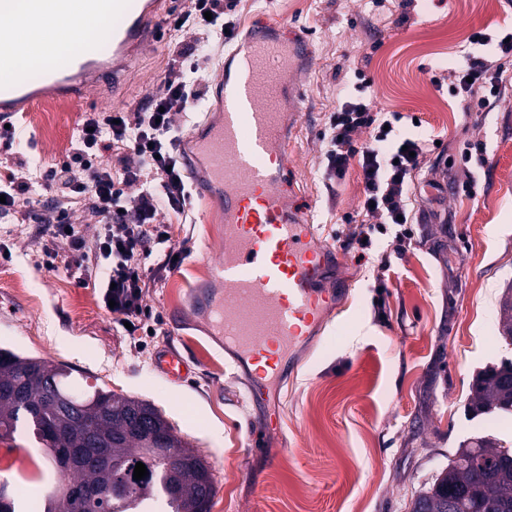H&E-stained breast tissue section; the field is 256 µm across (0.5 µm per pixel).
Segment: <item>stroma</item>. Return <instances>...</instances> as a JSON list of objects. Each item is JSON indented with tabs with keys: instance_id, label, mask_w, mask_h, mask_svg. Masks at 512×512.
Instances as JSON below:
<instances>
[{
	"instance_id": "1",
	"label": "stroma",
	"mask_w": 512,
	"mask_h": 512,
	"mask_svg": "<svg viewBox=\"0 0 512 512\" xmlns=\"http://www.w3.org/2000/svg\"><path fill=\"white\" fill-rule=\"evenodd\" d=\"M237 33L265 18L307 37L316 57L303 80L302 115L290 137L288 177L311 201L324 241L342 248L337 280L350 288L330 314L316 348L302 350L294 374L252 404L243 378L210 337L205 321L187 314L192 291L207 282L224 243V226L209 203L196 199L189 223H173L182 264L150 283L144 303L162 323L136 346L113 321L95 289L65 271L39 264L42 224L34 217L0 223L10 255L0 257V347L72 367L89 384L158 408L175 434L209 465L218 488L209 512H409L411 500L468 437L490 434L512 447V415L465 413L476 374L512 360L500 336L498 300L512 285V86L480 113L463 112L431 76L468 46L469 36L512 31V0H235ZM192 32L164 31L128 79L113 111H134L160 86L176 43ZM372 78L377 105L418 116L438 141L425 158L411 207L425 220L401 254L387 255L377 236L374 258L357 261L346 240L360 209L358 164L337 182L322 176L320 135L338 104L339 83L356 70ZM19 133L0 139V180L24 159L31 181L66 158L59 139L18 113ZM482 146V161L460 162L465 144ZM473 174L470 192L461 185ZM388 256L385 287L374 285L376 259ZM184 311L181 324L170 316ZM175 347L188 358L190 380L175 384L153 367L155 353ZM261 432V447L247 445ZM283 453L279 467L268 464ZM60 483L42 445L25 429L0 440V485L18 512H28Z\"/></svg>"
}]
</instances>
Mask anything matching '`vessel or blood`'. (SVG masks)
<instances>
[{
	"label": "vessel or blood",
	"mask_w": 512,
	"mask_h": 512,
	"mask_svg": "<svg viewBox=\"0 0 512 512\" xmlns=\"http://www.w3.org/2000/svg\"><path fill=\"white\" fill-rule=\"evenodd\" d=\"M170 0H35L26 14L0 9V127L43 96L84 103L104 85L120 87L150 46ZM99 18L103 28L81 53L38 80L20 76L14 56L30 29L42 32L52 53L60 31L79 19ZM221 70L216 107L182 139L181 160L194 173L193 194L220 190L224 251L212 267L214 288L195 294L191 312H204L224 348L252 365L246 380L252 402L283 382L285 360L321 331L339 293L328 288L338 251L322 242L309 219V203L284 173L291 142L282 110L288 74L314 60L307 39L269 22L252 26ZM154 368L169 381L188 379L191 366L173 348L159 351Z\"/></svg>",
	"instance_id": "1"
}]
</instances>
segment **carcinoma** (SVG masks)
<instances>
[{
  "instance_id": "obj_1",
  "label": "carcinoma",
  "mask_w": 512,
  "mask_h": 512,
  "mask_svg": "<svg viewBox=\"0 0 512 512\" xmlns=\"http://www.w3.org/2000/svg\"><path fill=\"white\" fill-rule=\"evenodd\" d=\"M499 333L512 337V285L499 299ZM512 411V360L479 372L467 403L475 418ZM27 426L64 482L89 486L98 496L73 499L55 489L44 512H136L163 497L171 512H209L213 477L195 449L173 433L153 405L73 380L66 365L0 349V439ZM64 448H84L102 459L95 467L61 468ZM147 476L133 479L136 463ZM114 485L126 487L109 497ZM410 512H512V448L490 435L463 441L448 468L412 502Z\"/></svg>"
}]
</instances>
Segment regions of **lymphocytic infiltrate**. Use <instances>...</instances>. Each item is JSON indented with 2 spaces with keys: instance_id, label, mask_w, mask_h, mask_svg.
Returning <instances> with one entry per match:
<instances>
[{
  "instance_id": "1",
  "label": "lymphocytic infiltrate",
  "mask_w": 512,
  "mask_h": 512,
  "mask_svg": "<svg viewBox=\"0 0 512 512\" xmlns=\"http://www.w3.org/2000/svg\"><path fill=\"white\" fill-rule=\"evenodd\" d=\"M232 7L231 0H184L170 26L192 30L206 40L216 35L227 40L234 23L225 14ZM469 41L473 49L455 63L450 90L463 111L479 112L501 94L512 41H496L480 32ZM198 51L194 42L178 49L146 109L86 115L68 161L45 173L41 184L24 177L23 160L17 161L15 174L0 182L1 219L22 209L46 207L43 222L50 238L41 248L42 266H64L80 285L98 288L101 301L112 303L116 324L135 331L151 316L143 296L157 268L147 266V259L158 248L164 255L159 268L178 266L168 244L170 227L159 215H188V178L174 117L193 114L204 97ZM371 88V82L364 81L345 92L321 134L328 181L343 179L351 163L360 167L361 220L351 240L361 261L369 260L378 233L391 234L394 252L404 250L410 238L408 225L414 220L408 201L430 150L420 132L403 125L402 113L377 109ZM362 130L369 132L370 141L360 146L355 136ZM107 153L114 156V163H103ZM74 196L84 197L98 219L93 236H86L56 205L57 199Z\"/></svg>"
}]
</instances>
